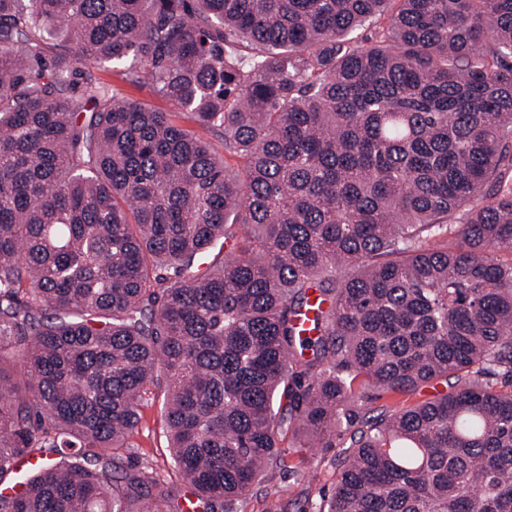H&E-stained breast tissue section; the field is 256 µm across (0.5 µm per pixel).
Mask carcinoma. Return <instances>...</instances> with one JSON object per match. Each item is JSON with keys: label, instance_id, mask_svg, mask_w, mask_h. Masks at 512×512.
<instances>
[{"label": "carcinoma", "instance_id": "1", "mask_svg": "<svg viewBox=\"0 0 512 512\" xmlns=\"http://www.w3.org/2000/svg\"><path fill=\"white\" fill-rule=\"evenodd\" d=\"M510 172L512 0H0V512L172 500L158 366L201 512L338 428L315 512H512ZM96 76L103 82L116 89L128 99L150 103L163 112H176L178 109L166 99L157 96L148 86H135L124 79L122 68L112 67L111 64H99L93 69ZM434 392L432 387H426L417 393H411L407 395H390L384 394L379 397V392L373 389H367V395L360 403L359 408L356 412L361 419L365 414L371 413L376 415L385 408L394 406H409L423 401L430 397V394ZM157 397L150 400L142 408V419L138 429L131 434L127 441V448L119 452L123 457L133 456L141 468L166 480L169 484L183 489L182 494L188 490L187 486L176 475L170 459V448L163 431L162 404L163 391L155 390Z\"/></svg>", "mask_w": 512, "mask_h": 512}]
</instances>
